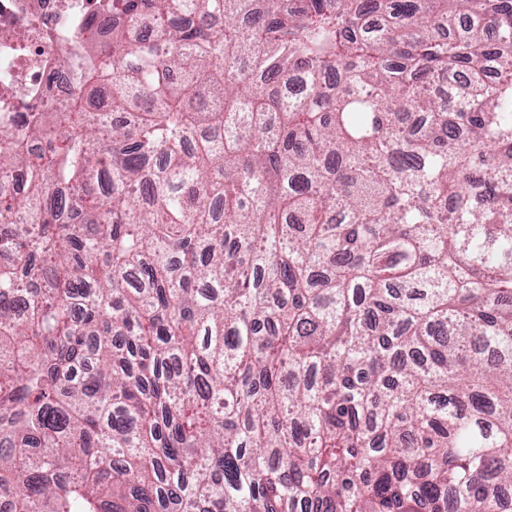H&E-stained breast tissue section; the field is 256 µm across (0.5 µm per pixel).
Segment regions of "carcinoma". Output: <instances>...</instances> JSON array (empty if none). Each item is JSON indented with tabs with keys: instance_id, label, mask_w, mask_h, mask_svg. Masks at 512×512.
I'll return each instance as SVG.
<instances>
[{
	"instance_id": "carcinoma-1",
	"label": "carcinoma",
	"mask_w": 512,
	"mask_h": 512,
	"mask_svg": "<svg viewBox=\"0 0 512 512\" xmlns=\"http://www.w3.org/2000/svg\"><path fill=\"white\" fill-rule=\"evenodd\" d=\"M87 31L0 134L11 512H512V0Z\"/></svg>"
}]
</instances>
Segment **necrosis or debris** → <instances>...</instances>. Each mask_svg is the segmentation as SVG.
Here are the masks:
<instances>
[{"mask_svg": "<svg viewBox=\"0 0 512 512\" xmlns=\"http://www.w3.org/2000/svg\"><path fill=\"white\" fill-rule=\"evenodd\" d=\"M99 0H0V131L27 135L20 112H50L70 98L82 22Z\"/></svg>", "mask_w": 512, "mask_h": 512, "instance_id": "obj_1", "label": "necrosis or debris"}]
</instances>
